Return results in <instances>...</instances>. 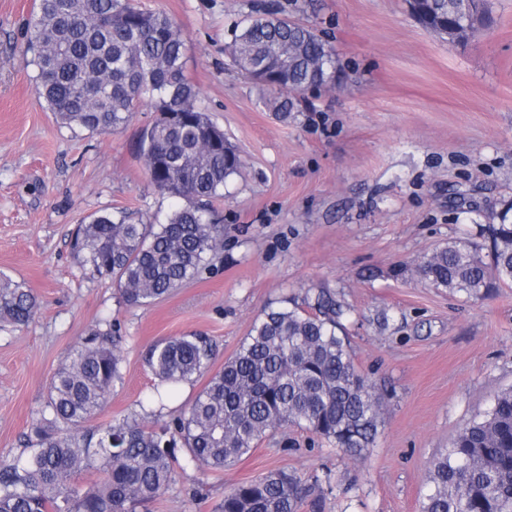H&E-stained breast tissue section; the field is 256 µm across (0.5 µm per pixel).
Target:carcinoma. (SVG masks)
I'll use <instances>...</instances> for the list:
<instances>
[{
  "mask_svg": "<svg viewBox=\"0 0 512 512\" xmlns=\"http://www.w3.org/2000/svg\"><path fill=\"white\" fill-rule=\"evenodd\" d=\"M416 0L412 15L448 34L472 14L477 31L492 21V0ZM36 94L61 123L91 135L126 126L149 106L139 153L150 183L177 201L165 222L133 223L123 213L90 217L71 250L90 279L111 278L120 298L144 306L197 276L224 246V225L208 201L224 194L244 162L202 109L186 74L187 43L168 14L136 0H39L26 28ZM232 66L269 92L268 111L286 120L298 92L335 87L336 51L315 28L278 12L241 20L229 46ZM484 243L452 241L424 257L419 276L436 289L483 298L512 285V222L490 224ZM38 310L31 290L0 273V323L27 324ZM347 309L324 288L304 304L269 307L235 353L211 372L216 348L201 334L155 342L145 363L157 380L148 401L209 379L192 403L159 429L138 414L86 427L121 377L112 322L90 329L55 372L27 453L0 460V512H150L177 471H222L248 457L282 425L309 431L350 458L373 445L386 396L356 366L342 320ZM186 454L178 460L176 450ZM89 469L100 478L76 481ZM309 487L295 472L270 471L224 492L217 512H298ZM421 512H512V389L494 395L487 414L463 427L433 459Z\"/></svg>",
  "mask_w": 512,
  "mask_h": 512,
  "instance_id": "cac0c4a2",
  "label": "carcinoma"
}]
</instances>
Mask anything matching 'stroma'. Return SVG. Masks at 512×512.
Returning a JSON list of instances; mask_svg holds the SVG:
<instances>
[{"label": "stroma", "instance_id": "1", "mask_svg": "<svg viewBox=\"0 0 512 512\" xmlns=\"http://www.w3.org/2000/svg\"><path fill=\"white\" fill-rule=\"evenodd\" d=\"M494 2L490 27L451 43L405 0H140L181 26L186 72L244 168L212 204L223 250L168 297L128 307L83 275L69 240L95 214L172 209L137 150L155 114L94 136L56 121L23 61L34 0H0V272L39 300L28 325L0 330V456L21 455L52 376L100 320L123 356L103 422L138 411L154 342L202 332L221 364L265 307L329 288L351 308L356 365L386 395L373 447L354 460L282 426L224 471L178 474L152 512H215L226 489L277 469L319 482L300 512H421L431 461L512 387V286L472 300L392 274L512 207V0ZM297 5L342 80L297 94L282 122L226 48L244 16Z\"/></svg>", "mask_w": 512, "mask_h": 512}]
</instances>
